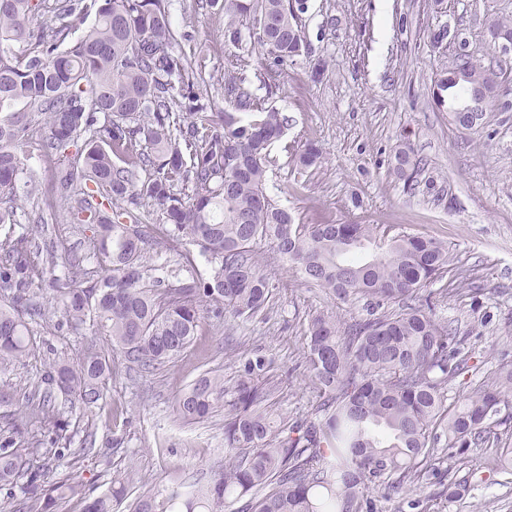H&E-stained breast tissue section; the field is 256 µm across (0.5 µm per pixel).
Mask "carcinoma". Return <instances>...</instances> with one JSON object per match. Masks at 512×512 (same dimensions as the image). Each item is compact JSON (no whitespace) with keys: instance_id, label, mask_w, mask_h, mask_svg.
I'll return each instance as SVG.
<instances>
[{"instance_id":"cac0c4a2","label":"carcinoma","mask_w":512,"mask_h":512,"mask_svg":"<svg viewBox=\"0 0 512 512\" xmlns=\"http://www.w3.org/2000/svg\"><path fill=\"white\" fill-rule=\"evenodd\" d=\"M210 4L224 12L232 44L246 31L265 48L268 75L308 54L300 24L307 0ZM41 11L54 23L36 31L29 19ZM90 16L91 26L72 37L74 21ZM175 41L167 0H0V227L8 226L0 238V366L30 354L29 320L40 314L27 236L14 237L32 195L22 147L38 125L43 155L76 147L58 161L45 206L89 225L94 252L109 263L106 276L87 283L80 259L46 245L60 315L70 327L99 324L142 369L178 356L206 315L244 320L266 307L270 277L254 250L262 240L307 282L343 301H365L366 314L345 325L324 315L309 323L305 345L322 418H271L263 355L243 358L230 385L204 373L180 394L176 411L204 422L224 410V470L204 489L142 496L133 512H226L233 501L242 502L238 512H376L375 484L390 499L423 481L435 448L462 456L490 442L492 425L512 409V364L446 401L448 382L468 369L470 356L457 329L423 308L421 291L447 274L442 297L467 285L448 245L379 236L368 224L295 223L265 193L270 147L288 119L262 108L243 78L228 85L229 107L212 111ZM455 68L493 82L494 96L481 105L487 111L503 65L482 66L460 52ZM435 87L449 114L470 105L468 85L451 71ZM394 161V174L410 181L418 163L403 148ZM143 206L153 207L159 224L143 223ZM185 241L208 257V275L196 272L189 250L181 254L187 276L148 274L147 255ZM368 247L371 260L351 257ZM110 379L109 355L93 343L75 361L50 364L38 401L0 437V489H19L40 512L86 497L77 481L47 483L40 459L68 451L59 404L94 406ZM496 457L498 471L511 475L512 444H497ZM124 495L112 487L85 512H112Z\"/></svg>"}]
</instances>
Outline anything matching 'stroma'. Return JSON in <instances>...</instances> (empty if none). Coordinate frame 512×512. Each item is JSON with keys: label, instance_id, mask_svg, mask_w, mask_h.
<instances>
[{"label": "stroma", "instance_id": "35a3bbf8", "mask_svg": "<svg viewBox=\"0 0 512 512\" xmlns=\"http://www.w3.org/2000/svg\"><path fill=\"white\" fill-rule=\"evenodd\" d=\"M171 21L190 78L223 111L225 85L237 55L224 35V16L205 0H169ZM512 20V0H308L302 27L308 55L284 66L273 88L263 79V50L249 43L245 75L264 108L281 112L288 125L271 147L265 191L299 224H369L436 238L448 245L472 286L438 303L439 318L464 338L469 369L445 390L454 398L512 362V82L505 105L491 106L484 124L460 132L432 94L436 74L452 67L458 47L489 64L496 53L486 32L497 20ZM446 28L456 40L434 42ZM324 60L321 78L311 76ZM316 145V166L299 169L296 154ZM410 147L422 169L412 184L391 170L397 148ZM53 239L59 250L85 255L89 277L104 275L92 258L91 233L57 213ZM256 250L271 276L267 308L236 322L207 318L190 346L174 361L144 371L112 350L92 324L58 327L60 314L44 254H32L38 273L32 288L44 314L32 320L39 345L23 362L0 369V385L24 402L55 360H75L91 342L112 352L106 403L75 404L64 417L73 453L43 458L50 480L82 482L91 495L124 484L126 497L114 512H132L135 499L179 487L207 484L224 467V414L188 423L175 411L178 396L203 372L216 370L232 382L241 355L261 351L271 362L273 416L318 419L319 397L310 382L304 338L318 314L341 319L360 315L307 283L271 244ZM93 450L82 451L86 438ZM434 472L412 491L377 498V512H512V476L496 469L495 447L473 448L461 457L436 448ZM467 489L455 501L440 490L448 479Z\"/></svg>", "mask_w": 512, "mask_h": 512}]
</instances>
